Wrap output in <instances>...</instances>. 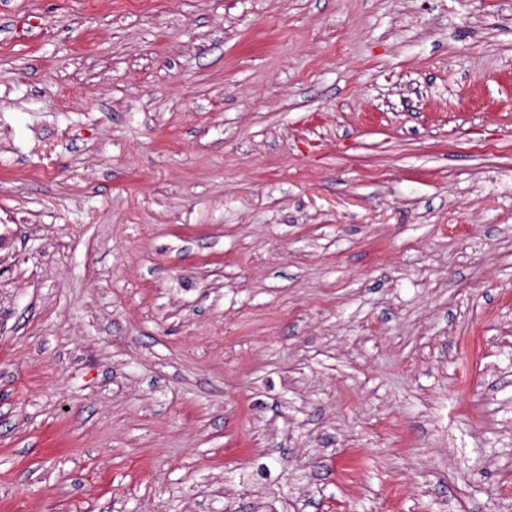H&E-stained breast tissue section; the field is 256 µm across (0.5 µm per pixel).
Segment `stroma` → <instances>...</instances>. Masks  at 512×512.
<instances>
[{
    "label": "stroma",
    "instance_id": "obj_1",
    "mask_svg": "<svg viewBox=\"0 0 512 512\" xmlns=\"http://www.w3.org/2000/svg\"><path fill=\"white\" fill-rule=\"evenodd\" d=\"M0 512H512V0H0Z\"/></svg>",
    "mask_w": 512,
    "mask_h": 512
}]
</instances>
